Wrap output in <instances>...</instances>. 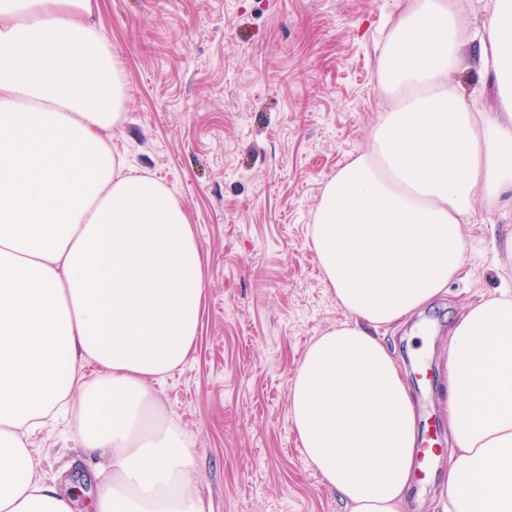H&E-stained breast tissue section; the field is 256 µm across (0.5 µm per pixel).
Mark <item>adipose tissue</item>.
<instances>
[{
    "label": "adipose tissue",
    "mask_w": 512,
    "mask_h": 512,
    "mask_svg": "<svg viewBox=\"0 0 512 512\" xmlns=\"http://www.w3.org/2000/svg\"><path fill=\"white\" fill-rule=\"evenodd\" d=\"M99 0H0V512H74L31 434L72 418L95 457L91 512H206L186 433L157 386L196 350L204 263L175 194L112 151L124 84ZM462 35L456 0H401L377 58L368 152L310 226L348 319L305 352L289 413L305 462L349 512H403L416 411L380 334L447 294L476 201L512 193V0ZM469 60L472 93L455 75ZM493 98L494 109L476 102ZM454 446L444 512H512V291L448 331ZM94 364L88 380L79 366Z\"/></svg>",
    "instance_id": "adipose-tissue-1"
}]
</instances>
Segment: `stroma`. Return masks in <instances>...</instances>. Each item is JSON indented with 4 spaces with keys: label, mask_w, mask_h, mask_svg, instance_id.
Wrapping results in <instances>:
<instances>
[{
    "label": "stroma",
    "mask_w": 512,
    "mask_h": 512,
    "mask_svg": "<svg viewBox=\"0 0 512 512\" xmlns=\"http://www.w3.org/2000/svg\"><path fill=\"white\" fill-rule=\"evenodd\" d=\"M391 0H100L96 21L125 86L112 150L173 191L205 265L198 346L160 385L187 434L207 512H346L302 457L289 392L311 342L346 321L308 245L322 189L368 151L375 67ZM512 205L476 206L447 295L385 340L407 374L416 426L444 453L407 512H436L447 466L442 412L448 330L472 303L512 288L499 246ZM63 487L93 491L64 426L31 439Z\"/></svg>",
    "instance_id": "obj_1"
}]
</instances>
